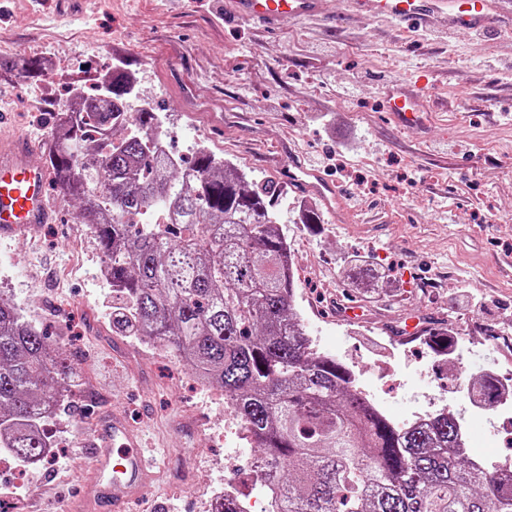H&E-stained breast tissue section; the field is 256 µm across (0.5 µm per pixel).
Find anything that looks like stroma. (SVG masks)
Returning <instances> with one entry per match:
<instances>
[{
    "label": "stroma",
    "mask_w": 512,
    "mask_h": 512,
    "mask_svg": "<svg viewBox=\"0 0 512 512\" xmlns=\"http://www.w3.org/2000/svg\"><path fill=\"white\" fill-rule=\"evenodd\" d=\"M325 14L285 21L274 33L224 16V0H0V28L11 30L7 57L40 58L38 79H11L0 97V132L41 142L50 114L65 102L60 86L46 110L30 111L34 90L66 74L124 63L141 101L181 122L171 144L192 155L198 139L257 180L285 187L279 213L299 263L294 305L310 313L320 350L344 351L362 372L378 407L396 423L414 420L412 380L438 389L441 407L459 413L467 382L497 370L498 330L512 328V26L489 39L406 32L346 0H325ZM406 80L427 114L424 128L397 127L382 109L390 81ZM356 84V97L337 91ZM344 195L343 220L294 221L288 160L317 168ZM51 219L25 239L0 241L12 259L0 290L62 352L71 379L68 413L51 421L52 462L0 476V502L35 494L33 512H55L89 472L77 444L95 419L100 397L139 419L158 459L154 486L164 512H211L224 485V458L248 467L251 444L224 433V393L207 389L172 349L139 344L112 331V289L99 276L93 234L77 236L76 204L49 195ZM83 250H76V238ZM383 272L386 285L368 295L350 287L352 254ZM356 303L360 318L341 312ZM424 328H476L459 364L437 363L416 378L427 347L404 342L409 317ZM398 338V382L379 383L366 370L364 339Z\"/></svg>",
    "instance_id": "35a3bbf8"
}]
</instances>
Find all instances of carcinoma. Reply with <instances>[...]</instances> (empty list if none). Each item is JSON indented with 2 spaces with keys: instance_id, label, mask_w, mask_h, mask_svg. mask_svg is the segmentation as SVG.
Listing matches in <instances>:
<instances>
[{
  "instance_id": "1",
  "label": "carcinoma",
  "mask_w": 512,
  "mask_h": 512,
  "mask_svg": "<svg viewBox=\"0 0 512 512\" xmlns=\"http://www.w3.org/2000/svg\"><path fill=\"white\" fill-rule=\"evenodd\" d=\"M39 59H0V72L35 78ZM133 75L115 67L84 91L77 107L52 113L61 132L48 149L52 187L80 204L94 230L112 287V330L172 345L198 377L224 390L260 449L275 512H512V477L478 469L461 447L460 418L443 410L400 426L356 386L341 359L314 350L293 306L288 242L275 223L281 190L252 182L235 164L196 147L194 182L182 157L160 164L163 147L134 134L112 146ZM168 224L155 223L156 211ZM359 291L371 266L347 271ZM60 353L11 297L0 295V449L38 462L50 437L40 432L57 389ZM486 406L497 380H476Z\"/></svg>"
}]
</instances>
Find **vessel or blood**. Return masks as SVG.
<instances>
[{"label":"vessel or blood","mask_w":512,"mask_h":512,"mask_svg":"<svg viewBox=\"0 0 512 512\" xmlns=\"http://www.w3.org/2000/svg\"><path fill=\"white\" fill-rule=\"evenodd\" d=\"M226 2L234 16L269 29L287 17L305 19L324 12V0ZM348 6L417 29L435 17L445 36L463 31L487 36L496 26L512 22V0H349ZM385 107L401 127L419 122L415 97L406 84L389 86ZM30 148V143L21 139L0 150V238L28 235L50 219L48 176L44 169L29 164ZM301 184L331 216H342L343 196L321 170H304ZM80 445L92 460V470L83 494L61 501L60 512H95L103 498L111 499L113 512H125L129 502L150 497L154 462L145 451L140 431L125 416L102 408L81 436Z\"/></svg>","instance_id":"vessel-or-blood-1"}]
</instances>
